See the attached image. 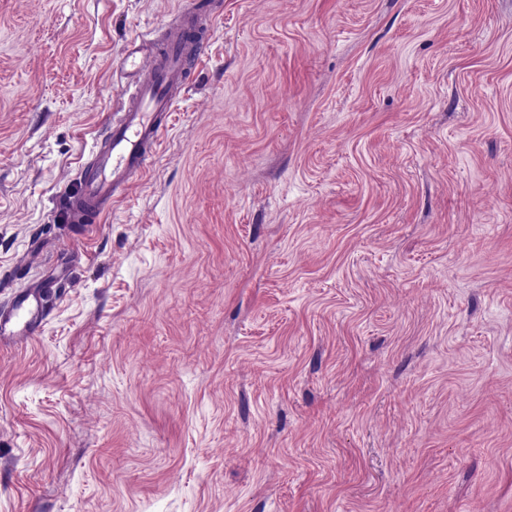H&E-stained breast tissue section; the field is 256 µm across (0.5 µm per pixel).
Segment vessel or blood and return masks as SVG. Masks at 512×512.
I'll return each mask as SVG.
<instances>
[{
    "instance_id": "obj_1",
    "label": "vessel or blood",
    "mask_w": 512,
    "mask_h": 512,
    "mask_svg": "<svg viewBox=\"0 0 512 512\" xmlns=\"http://www.w3.org/2000/svg\"><path fill=\"white\" fill-rule=\"evenodd\" d=\"M215 19L186 6L167 25L162 38L138 36L123 54L120 105L91 157L61 194L60 209L71 224L97 223L108 203L146 175L162 133L169 127L175 95L188 91L187 57L202 58ZM46 317L43 287L20 292L0 308V342L25 344L38 336Z\"/></svg>"
}]
</instances>
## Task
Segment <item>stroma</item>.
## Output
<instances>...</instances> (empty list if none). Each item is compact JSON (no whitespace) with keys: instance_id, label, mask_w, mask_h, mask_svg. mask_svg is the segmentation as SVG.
I'll return each instance as SVG.
<instances>
[{"instance_id":"35a3bbf8","label":"stroma","mask_w":512,"mask_h":512,"mask_svg":"<svg viewBox=\"0 0 512 512\" xmlns=\"http://www.w3.org/2000/svg\"><path fill=\"white\" fill-rule=\"evenodd\" d=\"M180 0H0V512H512V0H211L154 163L54 212ZM62 279L59 272L41 286L23 290L9 306L0 308V343L23 345L41 333L46 317L44 289L53 288Z\"/></svg>"}]
</instances>
